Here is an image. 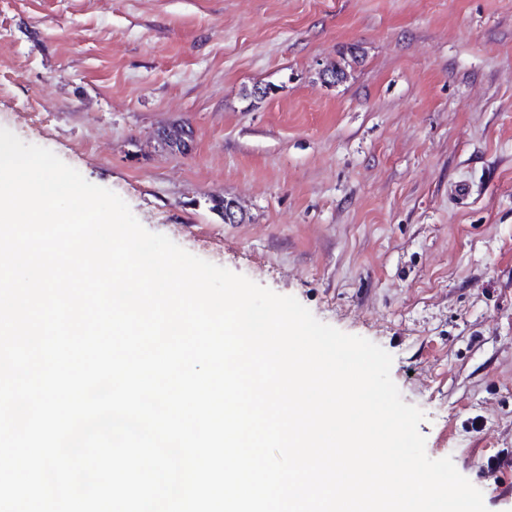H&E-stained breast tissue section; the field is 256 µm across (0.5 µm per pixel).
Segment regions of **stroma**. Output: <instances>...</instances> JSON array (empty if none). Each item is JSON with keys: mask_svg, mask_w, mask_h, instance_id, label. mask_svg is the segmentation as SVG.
I'll return each instance as SVG.
<instances>
[{"mask_svg": "<svg viewBox=\"0 0 512 512\" xmlns=\"http://www.w3.org/2000/svg\"><path fill=\"white\" fill-rule=\"evenodd\" d=\"M0 127L390 353L512 512V0H0Z\"/></svg>", "mask_w": 512, "mask_h": 512, "instance_id": "obj_1", "label": "stroma"}]
</instances>
